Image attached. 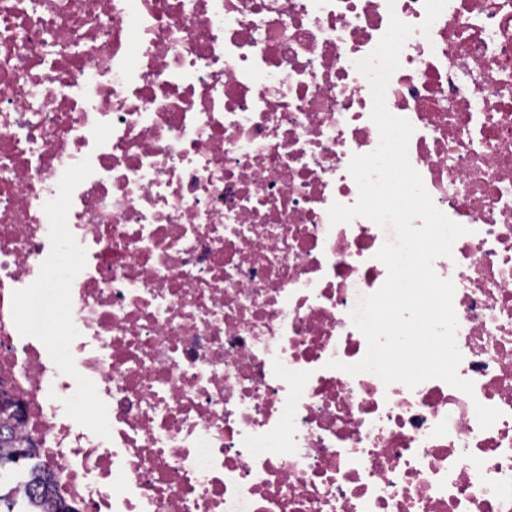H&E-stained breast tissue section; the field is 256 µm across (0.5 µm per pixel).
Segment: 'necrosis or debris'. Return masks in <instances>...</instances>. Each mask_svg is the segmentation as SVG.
<instances>
[{
	"instance_id": "4bbe7bcc",
	"label": "necrosis or debris",
	"mask_w": 512,
	"mask_h": 512,
	"mask_svg": "<svg viewBox=\"0 0 512 512\" xmlns=\"http://www.w3.org/2000/svg\"><path fill=\"white\" fill-rule=\"evenodd\" d=\"M393 16L470 395L329 366L388 275L328 209ZM0 382L87 512H512V0H0Z\"/></svg>"
}]
</instances>
